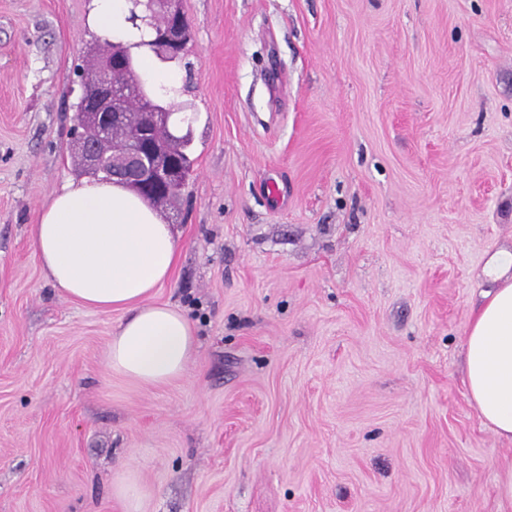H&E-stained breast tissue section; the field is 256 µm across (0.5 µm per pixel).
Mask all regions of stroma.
I'll use <instances>...</instances> for the list:
<instances>
[{
	"instance_id": "obj_1",
	"label": "stroma",
	"mask_w": 512,
	"mask_h": 512,
	"mask_svg": "<svg viewBox=\"0 0 512 512\" xmlns=\"http://www.w3.org/2000/svg\"><path fill=\"white\" fill-rule=\"evenodd\" d=\"M193 173L156 300L184 378L111 373L118 314L29 231L78 177L90 0H0V512H512L463 336L512 248V0H181ZM113 493L123 504L124 512H142L145 489L132 473L124 474L113 486Z\"/></svg>"
}]
</instances>
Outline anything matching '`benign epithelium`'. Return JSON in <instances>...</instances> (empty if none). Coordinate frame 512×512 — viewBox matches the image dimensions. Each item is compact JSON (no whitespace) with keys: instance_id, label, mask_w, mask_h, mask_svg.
<instances>
[{"instance_id":"7a95c632","label":"benign epithelium","mask_w":512,"mask_h":512,"mask_svg":"<svg viewBox=\"0 0 512 512\" xmlns=\"http://www.w3.org/2000/svg\"><path fill=\"white\" fill-rule=\"evenodd\" d=\"M128 21L146 26L160 24L157 40L171 55L178 54L189 40V28L180 7V0H130ZM110 83L108 74L99 73L83 81L84 104L94 102L100 92ZM86 125L94 128L97 139L109 146L107 152L83 148L87 169L108 178H121L130 188L154 195L179 181L178 167L164 157L157 144L146 140L143 129L135 132L123 142L112 137V126L129 125L132 112H87Z\"/></svg>"}]
</instances>
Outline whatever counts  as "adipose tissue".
Here are the masks:
<instances>
[{
  "instance_id": "1",
  "label": "adipose tissue",
  "mask_w": 512,
  "mask_h": 512,
  "mask_svg": "<svg viewBox=\"0 0 512 512\" xmlns=\"http://www.w3.org/2000/svg\"><path fill=\"white\" fill-rule=\"evenodd\" d=\"M128 0H93L89 25L101 37L147 40L149 28L126 23ZM30 247L43 273L73 301L120 313L106 359L113 374L163 385L186 375L195 330L179 310L153 303L170 281L181 251L171 225L123 185L70 182L30 228ZM489 288L467 326V396L484 424L512 440V249L489 256L481 270Z\"/></svg>"
}]
</instances>
